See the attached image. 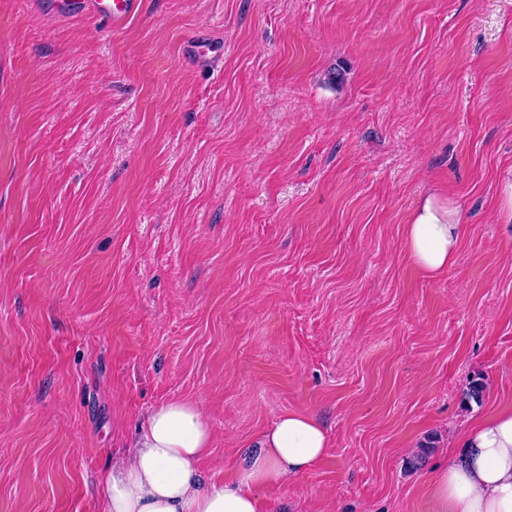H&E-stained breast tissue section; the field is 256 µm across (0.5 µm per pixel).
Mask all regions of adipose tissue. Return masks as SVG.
Segmentation results:
<instances>
[{
  "instance_id": "ef3b65f1",
  "label": "adipose tissue",
  "mask_w": 512,
  "mask_h": 512,
  "mask_svg": "<svg viewBox=\"0 0 512 512\" xmlns=\"http://www.w3.org/2000/svg\"><path fill=\"white\" fill-rule=\"evenodd\" d=\"M461 212L442 187L430 188L410 213L403 247L416 269L434 279L457 262ZM214 433L201 408L171 399L146 414L124 458L103 475L106 512H262L257 489L312 471L331 439L314 416L281 415L229 480L206 475L202 461ZM436 512H512V409L467 428L461 453H449L430 486Z\"/></svg>"
}]
</instances>
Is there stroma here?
I'll list each match as a JSON object with an SVG mask.
<instances>
[{
  "label": "stroma",
  "instance_id": "35a3bbf8",
  "mask_svg": "<svg viewBox=\"0 0 512 512\" xmlns=\"http://www.w3.org/2000/svg\"><path fill=\"white\" fill-rule=\"evenodd\" d=\"M509 178L512 0H144L115 32L0 0V512H105L173 398L224 479L283 412L325 424L263 512H435L449 440L512 405ZM435 185L463 239L429 279ZM182 56L201 67L217 68L221 59V48L205 44L197 36H188L181 47ZM460 223V206L448 196V191L434 186L421 197L405 224L403 247L423 276L440 277L456 264Z\"/></svg>",
  "mask_w": 512,
  "mask_h": 512
}]
</instances>
